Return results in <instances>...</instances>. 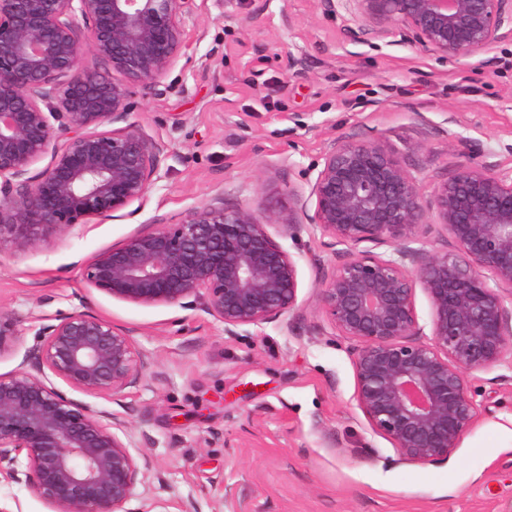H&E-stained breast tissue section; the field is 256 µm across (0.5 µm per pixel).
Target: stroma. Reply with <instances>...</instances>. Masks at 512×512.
Here are the masks:
<instances>
[{"label": "stroma", "instance_id": "stroma-1", "mask_svg": "<svg viewBox=\"0 0 512 512\" xmlns=\"http://www.w3.org/2000/svg\"><path fill=\"white\" fill-rule=\"evenodd\" d=\"M356 11L320 0H197L188 46L128 117L169 146L162 178L131 219L98 221L0 254V305L34 314L79 310L81 296L129 330L152 359L120 415L164 489L141 484L140 512H512V368L467 374L477 419L448 462H398L355 400L352 347L317 303L338 256L319 232L282 238L298 261L290 324L236 336L200 311L139 306L87 290L81 264L129 236L223 198L252 210L305 188L332 140L375 139L418 180L423 196L465 163L449 132L479 139L512 166V42L447 60L400 43L390 29L347 41ZM455 127H448V114Z\"/></svg>", "mask_w": 512, "mask_h": 512}]
</instances>
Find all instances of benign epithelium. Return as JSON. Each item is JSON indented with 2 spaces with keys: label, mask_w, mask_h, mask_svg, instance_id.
Here are the masks:
<instances>
[{
  "label": "benign epithelium",
  "mask_w": 512,
  "mask_h": 512,
  "mask_svg": "<svg viewBox=\"0 0 512 512\" xmlns=\"http://www.w3.org/2000/svg\"><path fill=\"white\" fill-rule=\"evenodd\" d=\"M363 18L439 57L488 53L512 40V0H356ZM196 0H0V253L93 219L136 213L169 150L130 115L137 86L158 82L187 47ZM89 52L118 73L80 65ZM466 157L484 154L448 132ZM47 165L37 170L43 159ZM435 213L451 248L415 229ZM320 230L340 258L318 288L334 333L354 344L355 398L399 460L448 461L477 418L466 374L512 364V168L470 163L426 199L376 140L328 143L308 192L262 214L224 201L185 211L92 255L86 287L140 306L199 310L238 334L299 308L295 257L271 228ZM386 251L381 252L379 248ZM432 308L430 338L416 285ZM32 322L18 368L0 375V479L52 512H136L138 478L154 466L130 452L124 421L57 388L118 399L150 365L129 331L89 309L22 315L0 308V354Z\"/></svg>",
  "instance_id": "1"
}]
</instances>
